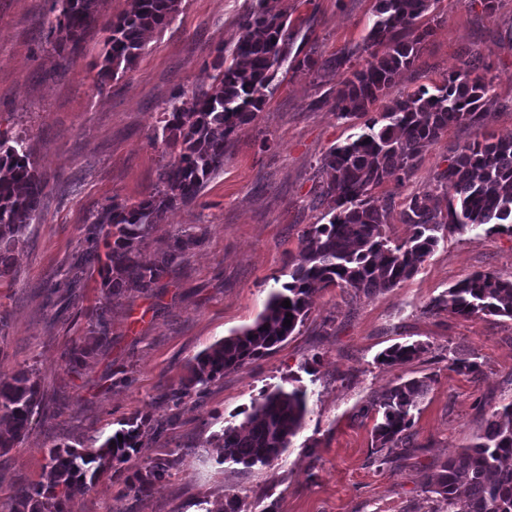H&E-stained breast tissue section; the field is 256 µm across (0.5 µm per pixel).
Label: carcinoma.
Wrapping results in <instances>:
<instances>
[{"label": "carcinoma", "mask_w": 512, "mask_h": 512, "mask_svg": "<svg viewBox=\"0 0 512 512\" xmlns=\"http://www.w3.org/2000/svg\"><path fill=\"white\" fill-rule=\"evenodd\" d=\"M102 0H60L55 28L60 45L77 46L83 34L101 24L108 32L100 54L98 77L105 82L129 70L146 47L148 33L170 23L181 0H132L121 18L101 23ZM436 0H376L374 20L363 51L364 63L336 88L332 108L340 119H359L387 95L395 77L417 58L430 26L420 21ZM237 35L215 49L212 83L191 95L177 93L160 113L162 149L167 158L159 182L140 201L112 199L103 212L89 218L84 260L100 258V236L107 252L101 265L102 302L89 336L65 353L78 374L98 352L112 348L108 314L112 298L148 294L198 247L201 236L180 231L169 238L152 263L141 261L143 247L166 214L194 202L207 182L224 170L226 146L236 132L251 124L273 96L274 81L284 65L305 68L323 78L330 64L291 56L297 30L277 8V0H256L237 20ZM480 60H468L434 90L420 86L386 105L378 118L363 123V132L325 153L318 162L321 181L316 195L330 201L325 224L305 231L298 255L288 262V281L273 291L255 323L199 353L187 374L164 393L171 413L161 419L137 413L103 441L80 447L48 449L43 481L13 487L9 512H80L77 493L92 490L108 470L123 474L125 488L137 495L152 493L169 477L171 460L158 457L134 464L143 435L160 438L179 416L186 400L199 402L224 373L271 354L308 317L313 296L321 289L348 288L365 296L387 291L411 278L432 254L438 232L483 229L512 234V138L475 139L457 150L437 174L436 188L446 192L445 205L430 194L413 195L400 220L413 228L410 237L392 239L386 231L392 195L376 196L384 183L403 185L424 152L447 131L465 123L482 125L493 100V79ZM47 181L25 143L0 134V278L13 268V253L24 240L41 204ZM289 300L291 307L282 306ZM431 312L462 317L496 315L512 319V281L491 271H476L435 299ZM292 317H287V314ZM291 325H285V319ZM426 351L422 343H397L378 356L382 365H398ZM434 379L411 378L392 385L360 409L374 415L375 447L410 448L415 411ZM43 406L35 369L0 373V456L18 447L32 416ZM306 390L277 388L263 392L243 410L244 420L229 423L212 435L223 462L247 469L277 460L303 427ZM435 495L436 512H512V401L492 413L473 443L437 465L424 486Z\"/></svg>", "instance_id": "obj_1"}]
</instances>
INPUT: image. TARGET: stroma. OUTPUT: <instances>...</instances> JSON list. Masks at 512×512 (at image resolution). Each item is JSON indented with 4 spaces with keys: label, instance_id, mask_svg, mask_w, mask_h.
<instances>
[{
    "label": "stroma",
    "instance_id": "1",
    "mask_svg": "<svg viewBox=\"0 0 512 512\" xmlns=\"http://www.w3.org/2000/svg\"><path fill=\"white\" fill-rule=\"evenodd\" d=\"M251 0H182L170 24L156 29L133 67L100 82L104 34L86 33L75 62L58 66L51 32L53 0H0V132L22 137L47 180L30 231L0 278V372L32 367L45 396L18 448L0 457V503L12 484L43 479L56 444L105 438L134 414L161 417L162 393L188 361L232 332L251 326L288 271L309 225L326 208L315 200L317 163L361 131L337 118L326 98L346 68L315 81L307 70L279 72V87L253 123L234 135L224 169L194 203L167 213L144 261L162 243L193 229L200 246L147 295L112 301V348L74 374L64 353L83 341L100 300L96 266H80L85 228L112 199L135 203L158 181L161 146L152 127L173 92L207 86L212 51L230 41ZM375 0H280L300 25L305 50L333 60L362 46ZM433 32L386 99L434 88L463 61L480 59L494 78V104L481 128L450 125L402 187L377 195L430 193L454 149L477 135L512 138V0H438ZM480 270L512 280V234L440 232L433 253L410 279L371 296L345 288L315 294L298 333L271 355L225 373L201 402H187L163 437L146 436L139 464L171 459L167 481L152 495L125 494L121 476L105 473L80 496L82 512H197L237 494L243 512H432L426 475L469 446L494 410L512 401V319L429 313V304ZM60 293L48 296L47 290ZM421 342L412 362L384 366L377 357L397 343ZM481 371L451 370L452 358ZM434 375L415 416L414 445L378 461L372 419L359 409L398 380ZM303 387L304 427L271 465L240 470L218 464L209 439L250 408L263 391Z\"/></svg>",
    "mask_w": 512,
    "mask_h": 512
}]
</instances>
